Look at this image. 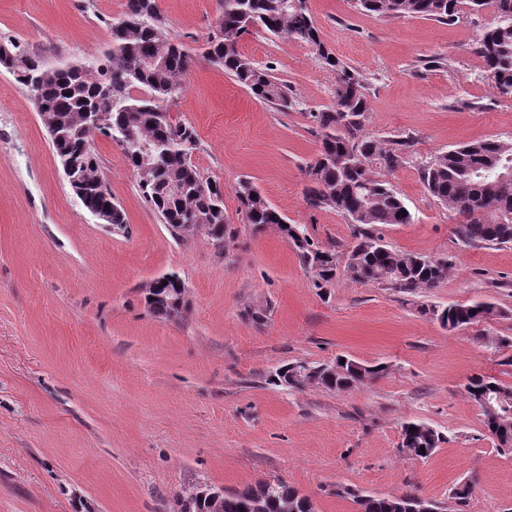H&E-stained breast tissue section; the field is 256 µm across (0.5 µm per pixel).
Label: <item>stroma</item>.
I'll return each mask as SVG.
<instances>
[{"label":"stroma","instance_id":"stroma-1","mask_svg":"<svg viewBox=\"0 0 512 512\" xmlns=\"http://www.w3.org/2000/svg\"><path fill=\"white\" fill-rule=\"evenodd\" d=\"M124 4L0 0V42L52 67L91 64L109 52ZM306 6L322 42L368 85L366 133L417 140L416 163L391 178L414 221L380 235L398 252L448 260L447 277L412 297L343 280L317 289L276 228L246 224L242 179L319 245L344 252L352 241L348 218L305 200L304 168L320 147L311 115L332 104L335 72L307 44L254 30L239 51L270 66L297 104L255 100L200 57L220 0H158L169 37L197 56L170 115L196 128L192 161L224 188L232 235L220 255L205 234L171 236L101 135L95 150L128 231L97 223L31 100L0 69V512H175L190 490L276 477L318 512H357L340 486L414 493L444 512H512V456L466 392L477 373L512 387V243L461 239L418 170L463 142L512 140V101L495 96L471 50L494 14L464 11L448 25L376 16L356 0ZM173 271L188 301L176 322L144 303L148 284ZM473 302L498 317L454 332L426 313ZM258 309L267 316L256 322ZM339 355L386 370L345 392L267 381L278 364ZM407 421L445 435L430 458L400 450ZM465 481L473 491L459 504L450 490Z\"/></svg>","mask_w":512,"mask_h":512}]
</instances>
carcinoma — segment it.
Instances as JSON below:
<instances>
[{"instance_id": "obj_1", "label": "carcinoma", "mask_w": 512, "mask_h": 512, "mask_svg": "<svg viewBox=\"0 0 512 512\" xmlns=\"http://www.w3.org/2000/svg\"><path fill=\"white\" fill-rule=\"evenodd\" d=\"M371 14L390 18H425L452 23L464 6L475 14L494 9L495 23L473 47L482 59L495 94L512 99V0H356ZM220 35L211 37L203 58L221 66L251 96L271 105L291 107L294 100L288 88L273 74L242 55L239 38L252 28L275 36L301 41L315 58L336 73L333 104L311 113L320 149L304 169L308 182L307 203L315 209H333L350 220L354 243L348 253L357 263L337 273L340 256L336 250L315 243L304 224H290L260 194L249 180H241L236 195L246 223L257 229L275 226L292 242L299 262L313 270V286L321 289L343 276L353 283L383 284L403 294H418L435 287L448 274V262L427 255L400 253L374 233L378 224H411L413 217L403 198L387 176L404 167L414 154L415 140L374 139L365 133L369 112V92L365 81L344 65L319 39L305 0H221ZM112 50L105 59L89 66L46 69L38 85L29 87L28 74L42 59L9 41L10 61L0 67L11 74L31 98L56 154L77 155L78 162L66 174L73 189L88 191L85 202L112 206L115 232L127 229L121 206L112 197L104 180L94 148L97 134L121 148L132 169L142 196L160 216L166 227L195 232L210 240L226 236L224 191L215 181L201 176L192 163L200 148L192 124L174 121L169 107L184 90L193 56L167 35L157 0H126L123 15L110 24ZM94 79H89L87 71ZM110 112L112 126H91L79 121L82 112ZM512 157V142L486 138L468 142L434 158L420 167L425 190L461 217L459 233L470 242L512 243V181H500L492 170L506 157ZM177 187V193L170 192ZM174 280L155 292L150 312L164 321H178L184 313L175 300L180 284ZM442 313V326L458 330L480 314H498L484 302L452 304L429 312ZM381 365L351 364L336 358V370L320 373L309 380L298 379L290 363L270 372V384L293 390L321 386L345 391L380 376ZM490 376L470 378L467 392L478 404L484 394L499 386ZM484 425L499 443L500 450L512 454V417H494L482 411ZM403 447L417 459L430 457L443 442V435L423 422L402 426ZM341 493L358 505L359 512H412L420 497L401 495L368 496L350 488ZM179 512L188 507L199 512H313L311 498L287 481L274 478L247 484L232 491L221 490L214 497L189 504L177 499Z\"/></svg>"}]
</instances>
